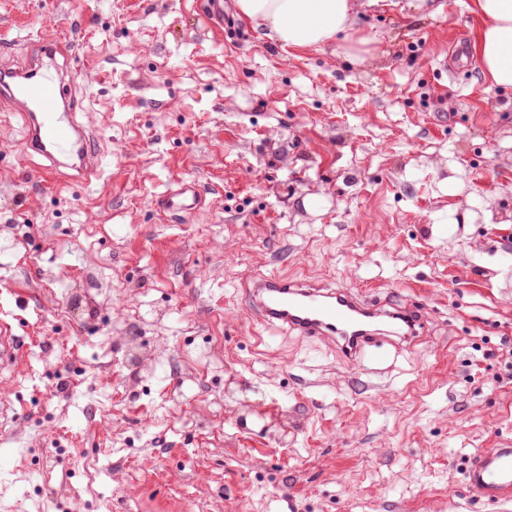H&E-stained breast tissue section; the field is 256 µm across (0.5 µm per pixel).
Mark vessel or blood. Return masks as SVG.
Returning a JSON list of instances; mask_svg holds the SVG:
<instances>
[{
    "mask_svg": "<svg viewBox=\"0 0 512 512\" xmlns=\"http://www.w3.org/2000/svg\"><path fill=\"white\" fill-rule=\"evenodd\" d=\"M77 45L54 34L39 38L17 67L0 71V102L24 120L28 150L41 156L43 178L90 185L101 179L102 157L97 142L80 121L72 87L84 73L70 69ZM62 60L64 76H49L46 62ZM207 204L205 192L182 184L161 200L164 212L191 214ZM249 307L262 323L332 346L345 361L364 358L367 350L385 346L402 349L421 340L428 326L425 306L409 302L388 306L367 301L346 289L323 290L287 278L260 274L249 290ZM18 342L0 322V371L17 361ZM466 488L477 500L498 505L512 500V447L488 448L474 455Z\"/></svg>",
    "mask_w": 512,
    "mask_h": 512,
    "instance_id": "1",
    "label": "vessel or blood"
}]
</instances>
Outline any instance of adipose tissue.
<instances>
[{
  "label": "adipose tissue",
  "mask_w": 512,
  "mask_h": 512,
  "mask_svg": "<svg viewBox=\"0 0 512 512\" xmlns=\"http://www.w3.org/2000/svg\"><path fill=\"white\" fill-rule=\"evenodd\" d=\"M362 3L378 0H234V7L280 49L320 48L339 39L345 58L362 63L373 55L368 39L356 34ZM474 9L484 20L474 42L477 63L492 84L512 87V0H475Z\"/></svg>",
  "instance_id": "adipose-tissue-1"
}]
</instances>
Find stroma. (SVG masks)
<instances>
[{
    "mask_svg": "<svg viewBox=\"0 0 512 512\" xmlns=\"http://www.w3.org/2000/svg\"><path fill=\"white\" fill-rule=\"evenodd\" d=\"M418 2L358 15V64L259 40L233 0L225 28L202 0H0V67L77 40L103 164L41 181L0 109V229L27 242L0 257L24 340L0 375V512H512L464 486L512 445V88L476 64L473 0ZM191 181L209 205L169 219L159 197ZM103 257L105 305L41 278ZM259 273L423 303L428 331L385 370L344 364L251 321ZM206 351L224 366L200 389Z\"/></svg>",
    "mask_w": 512,
    "mask_h": 512,
    "instance_id": "1",
    "label": "stroma"
}]
</instances>
